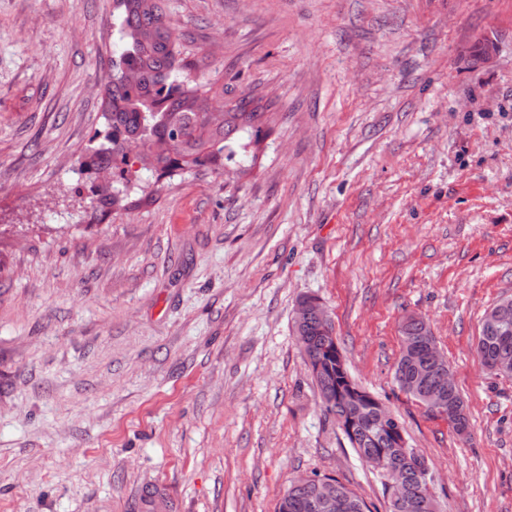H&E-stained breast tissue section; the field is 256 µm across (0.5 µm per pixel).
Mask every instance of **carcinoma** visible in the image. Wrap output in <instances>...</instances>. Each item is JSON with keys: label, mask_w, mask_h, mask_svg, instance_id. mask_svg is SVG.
I'll return each mask as SVG.
<instances>
[{"label": "carcinoma", "mask_w": 512, "mask_h": 512, "mask_svg": "<svg viewBox=\"0 0 512 512\" xmlns=\"http://www.w3.org/2000/svg\"><path fill=\"white\" fill-rule=\"evenodd\" d=\"M121 19L120 32L126 47L120 54L123 67L134 72L133 83L115 75L108 81L105 112L110 127L107 144L85 153L79 172L92 175L110 171L123 177V189H114L112 198L101 207H121L128 199V188L140 185L141 170L174 171L207 169L218 171L224 162L244 166L255 159L254 146L264 133L265 113L247 95L225 104L223 121L212 124L208 111L211 89L190 85L194 62L180 50L176 28L167 18L163 0H115ZM297 339L308 343L307 354L321 364L313 376L325 411L350 422L353 432H344L363 461L396 463L405 474L402 496L388 499V512H434V503L420 484L423 458L413 449L397 446L396 435L403 431L397 423L378 419L370 405L346 397L341 392L344 376L336 370V336L332 322L309 319L294 329ZM402 341H411L410 356H400L394 380L399 389L416 401L422 393L441 385L444 370L428 358V347L435 338L427 322L406 319L401 325ZM476 354L486 366L503 364L502 376L512 374V325L491 326L483 317L476 342ZM448 424L455 432L468 428L469 418L456 384H450ZM329 489L350 500L347 512H369L364 500L340 481L326 486L321 478L302 487L288 486L279 499L276 512H317L315 504Z\"/></svg>", "instance_id": "carcinoma-1"}]
</instances>
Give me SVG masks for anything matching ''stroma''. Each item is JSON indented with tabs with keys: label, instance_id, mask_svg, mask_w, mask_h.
Wrapping results in <instances>:
<instances>
[{
	"label": "stroma",
	"instance_id": "1",
	"mask_svg": "<svg viewBox=\"0 0 512 512\" xmlns=\"http://www.w3.org/2000/svg\"><path fill=\"white\" fill-rule=\"evenodd\" d=\"M114 0H0V512H275L384 479L324 412L294 335L319 298L351 377L396 413L439 512H512V378L475 355L512 295V0H166L191 79L250 95L245 175L160 177L101 213ZM493 57H471L480 37ZM429 324L467 435L399 390ZM328 478V477H325ZM335 482L334 486L324 485L322 478H314L313 481L302 487H293L291 483L288 490L279 499L276 512H317L315 504L321 498L325 489L333 490L336 497H346L350 500V506L346 512H370L364 500L353 490L336 478H328Z\"/></svg>",
	"mask_w": 512,
	"mask_h": 512
}]
</instances>
